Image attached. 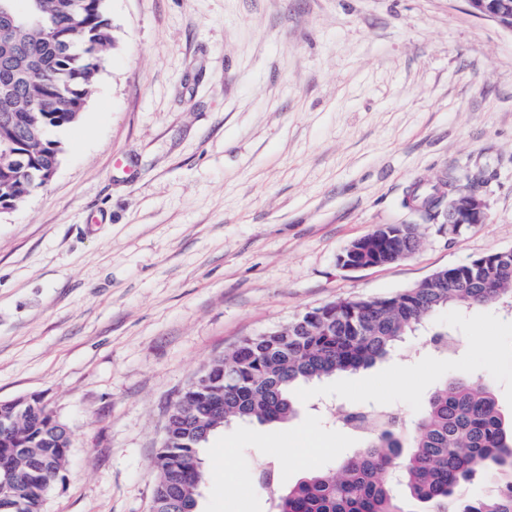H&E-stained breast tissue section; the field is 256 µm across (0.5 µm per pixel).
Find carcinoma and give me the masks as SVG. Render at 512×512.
<instances>
[{
    "label": "carcinoma",
    "mask_w": 512,
    "mask_h": 512,
    "mask_svg": "<svg viewBox=\"0 0 512 512\" xmlns=\"http://www.w3.org/2000/svg\"><path fill=\"white\" fill-rule=\"evenodd\" d=\"M114 45L106 0H0V201L20 202L45 186L38 174L62 153L51 133L79 119ZM18 154L27 166L13 165ZM458 187L452 175L415 183L403 204L433 219ZM477 307L512 314V255L485 275L471 260L369 304L341 299L327 318L310 311L282 331L242 339L194 379L195 398L154 458L153 508L167 512L171 497L199 504L208 442L200 433L286 422L297 412V386L367 368L436 313ZM30 403L15 422L17 482L0 468V512H43L46 481L62 478L69 464L70 439L46 431L42 396ZM363 439L337 474L315 471L283 487L266 463L257 480L278 512H401L398 486L430 512H512V417L478 376L438 384L409 440L391 428ZM483 467L500 475L498 492L463 496L461 486Z\"/></svg>",
    "instance_id": "obj_1"
}]
</instances>
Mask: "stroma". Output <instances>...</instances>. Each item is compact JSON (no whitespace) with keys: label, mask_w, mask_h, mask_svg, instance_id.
<instances>
[{"label":"stroma","mask_w":512,"mask_h":512,"mask_svg":"<svg viewBox=\"0 0 512 512\" xmlns=\"http://www.w3.org/2000/svg\"><path fill=\"white\" fill-rule=\"evenodd\" d=\"M116 38L53 179L0 214V401L42 395L72 434L44 512H149L170 406L240 340L512 249V29L467 0H108ZM478 183L460 235L403 206ZM415 225L397 263L348 245ZM453 328L459 350L430 337ZM474 373L512 413V315L443 311L386 359L304 385L285 423L212 435L201 512H273L254 477L328 470L364 444L337 409L398 407ZM316 441L318 451L308 449ZM458 187L461 186L452 175L439 179L432 186L415 183L407 190L403 204L421 212L428 219H433L440 208L450 201ZM393 231H401L406 238L408 250L414 252L417 248V238L412 224H387ZM384 226H379L369 234L354 240L346 249L347 256H341L339 267L343 270H362L372 267L390 265L408 258L409 253L404 243L395 238L396 234ZM367 237V238H366ZM369 237V238H368ZM389 241L383 250L376 249L370 240ZM372 252L371 254H368Z\"/></svg>","instance_id":"35a3bbf8"}]
</instances>
